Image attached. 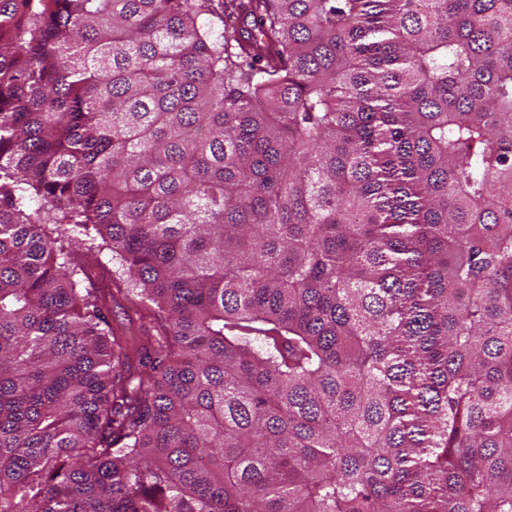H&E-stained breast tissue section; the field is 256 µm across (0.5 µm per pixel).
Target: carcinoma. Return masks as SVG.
<instances>
[{
    "label": "carcinoma",
    "mask_w": 512,
    "mask_h": 512,
    "mask_svg": "<svg viewBox=\"0 0 512 512\" xmlns=\"http://www.w3.org/2000/svg\"><path fill=\"white\" fill-rule=\"evenodd\" d=\"M0 512H512V0H0ZM97 242L91 245L92 241H83L82 243H74V241H63L61 247L64 251L67 250H83L89 249L96 256V261L92 262L89 269L87 270L90 280L98 288H111L112 292L115 293L116 300L113 301L111 297H106V302L103 307V313L112 325V328L118 333L124 328L128 327V319L133 317L134 326L131 332L135 336H142L140 326L142 330L146 329L150 332L155 333L153 330L154 322L149 317L139 320L135 314V304L132 298L125 299L123 296H117L115 288H126L125 278L120 272H116L118 264L112 262V254L103 250L98 252ZM79 247V248H78ZM153 330V331H152Z\"/></svg>",
    "instance_id": "cac0c4a2"
}]
</instances>
